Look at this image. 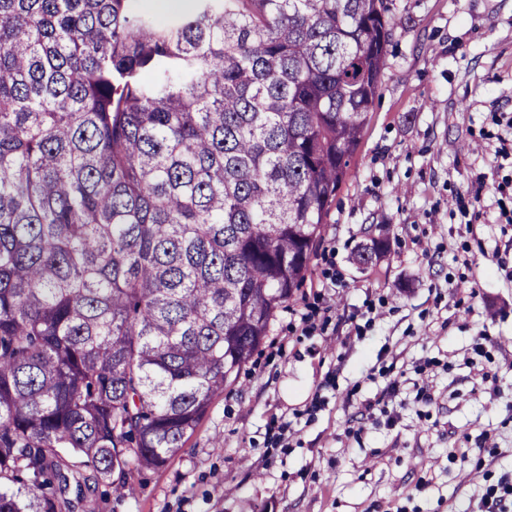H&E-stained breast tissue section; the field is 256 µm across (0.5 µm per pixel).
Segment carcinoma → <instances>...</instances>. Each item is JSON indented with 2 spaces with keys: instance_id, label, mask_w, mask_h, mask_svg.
Masks as SVG:
<instances>
[{
  "instance_id": "obj_1",
  "label": "carcinoma",
  "mask_w": 512,
  "mask_h": 512,
  "mask_svg": "<svg viewBox=\"0 0 512 512\" xmlns=\"http://www.w3.org/2000/svg\"><path fill=\"white\" fill-rule=\"evenodd\" d=\"M394 25L0 0V512H101L180 452L305 279Z\"/></svg>"
}]
</instances>
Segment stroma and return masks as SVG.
<instances>
[{"mask_svg": "<svg viewBox=\"0 0 512 512\" xmlns=\"http://www.w3.org/2000/svg\"><path fill=\"white\" fill-rule=\"evenodd\" d=\"M390 9L310 273L178 455L102 512H478L512 473V0Z\"/></svg>", "mask_w": 512, "mask_h": 512, "instance_id": "stroma-1", "label": "stroma"}]
</instances>
